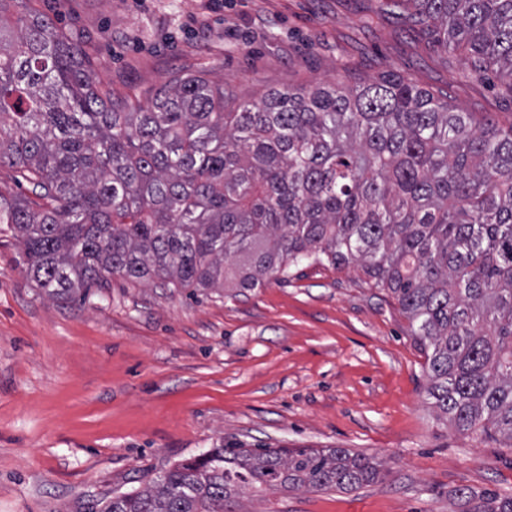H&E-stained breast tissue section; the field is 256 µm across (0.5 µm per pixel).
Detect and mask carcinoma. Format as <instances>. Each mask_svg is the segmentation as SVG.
Wrapping results in <instances>:
<instances>
[{"label": "carcinoma", "instance_id": "cac0c4a2", "mask_svg": "<svg viewBox=\"0 0 512 512\" xmlns=\"http://www.w3.org/2000/svg\"><path fill=\"white\" fill-rule=\"evenodd\" d=\"M473 72L512 80V0H390ZM0 193L27 279L74 302L118 275L261 288L300 262L359 269L426 355L436 418L512 447V123L405 77L240 99L176 71L147 103L96 86L88 54L27 0H0ZM346 448H213L84 512H234L267 490H351Z\"/></svg>", "mask_w": 512, "mask_h": 512}]
</instances>
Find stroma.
I'll return each instance as SVG.
<instances>
[{
	"mask_svg": "<svg viewBox=\"0 0 512 512\" xmlns=\"http://www.w3.org/2000/svg\"><path fill=\"white\" fill-rule=\"evenodd\" d=\"M80 43L95 83L149 96L208 70L239 96L400 74L476 118L512 123V81L388 0H33ZM0 224V512H82L219 445L346 448L381 481L242 495L235 512H474L512 498V447L436 421L425 356L356 269L290 268L261 288H157L113 276L59 302L21 273Z\"/></svg>",
	"mask_w": 512,
	"mask_h": 512,
	"instance_id": "obj_1",
	"label": "stroma"
}]
</instances>
